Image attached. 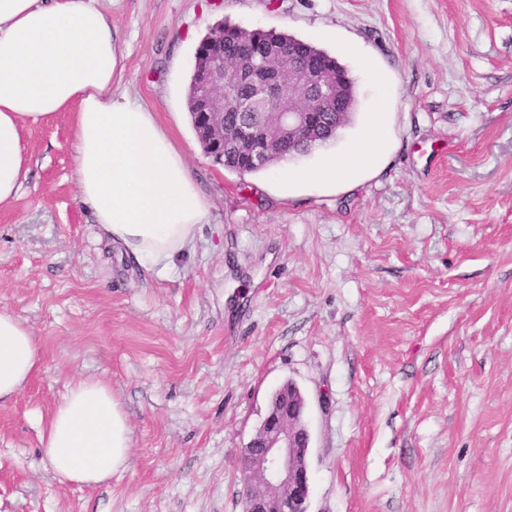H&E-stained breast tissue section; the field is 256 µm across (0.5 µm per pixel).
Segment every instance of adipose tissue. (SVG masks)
Instances as JSON below:
<instances>
[{
	"label": "adipose tissue",
	"instance_id": "1",
	"mask_svg": "<svg viewBox=\"0 0 512 512\" xmlns=\"http://www.w3.org/2000/svg\"><path fill=\"white\" fill-rule=\"evenodd\" d=\"M120 71L112 27L89 0H0V203L18 196L29 170L27 124L72 113L81 203L103 235L162 277L194 243L208 205L156 115L114 91ZM387 139L379 111L347 151L305 169L285 158L276 171L297 183H348L377 165ZM41 360L34 333L1 310L0 403L30 382ZM40 442L60 481L94 486L124 467L131 430L107 384L78 380Z\"/></svg>",
	"mask_w": 512,
	"mask_h": 512
}]
</instances>
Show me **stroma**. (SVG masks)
<instances>
[{
    "label": "stroma",
    "instance_id": "stroma-1",
    "mask_svg": "<svg viewBox=\"0 0 512 512\" xmlns=\"http://www.w3.org/2000/svg\"><path fill=\"white\" fill-rule=\"evenodd\" d=\"M117 94L156 112L209 205L158 279L79 198L72 115L29 127L0 204V309L43 363L0 404V512H242V448L273 391L307 400L309 512H512V0H91ZM335 55L377 107L379 167L290 189L202 150L188 89L222 20ZM77 379L131 430L98 486L59 481L39 434Z\"/></svg>",
    "mask_w": 512,
    "mask_h": 512
}]
</instances>
